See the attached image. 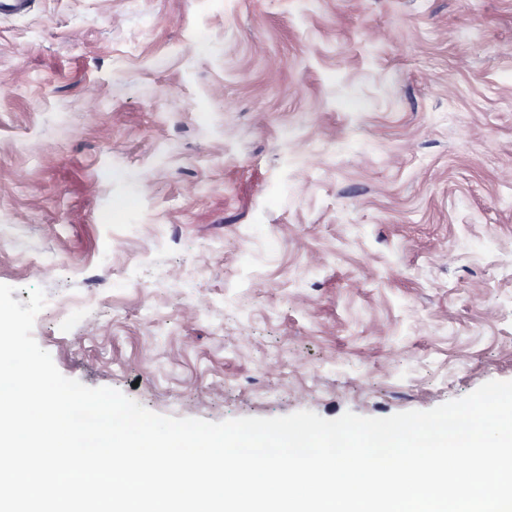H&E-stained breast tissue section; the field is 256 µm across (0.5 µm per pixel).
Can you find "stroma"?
Segmentation results:
<instances>
[{
    "instance_id": "stroma-1",
    "label": "stroma",
    "mask_w": 512,
    "mask_h": 512,
    "mask_svg": "<svg viewBox=\"0 0 512 512\" xmlns=\"http://www.w3.org/2000/svg\"><path fill=\"white\" fill-rule=\"evenodd\" d=\"M0 283L58 370L220 422L512 380V0L0 16Z\"/></svg>"
}]
</instances>
